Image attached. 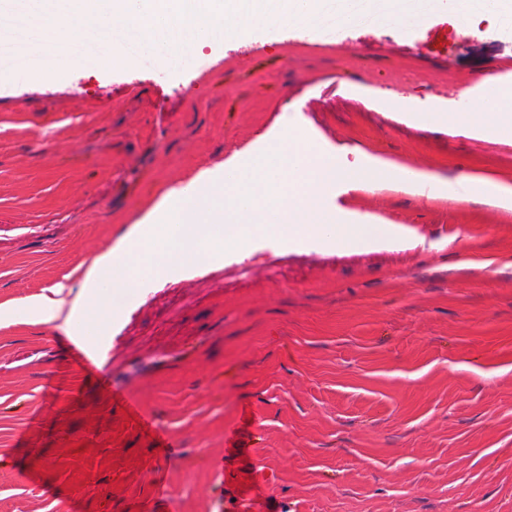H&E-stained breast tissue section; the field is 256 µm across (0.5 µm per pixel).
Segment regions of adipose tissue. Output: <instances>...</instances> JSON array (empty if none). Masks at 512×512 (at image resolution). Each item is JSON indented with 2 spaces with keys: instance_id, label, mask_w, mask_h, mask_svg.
Segmentation results:
<instances>
[{
  "instance_id": "1",
  "label": "adipose tissue",
  "mask_w": 512,
  "mask_h": 512,
  "mask_svg": "<svg viewBox=\"0 0 512 512\" xmlns=\"http://www.w3.org/2000/svg\"><path fill=\"white\" fill-rule=\"evenodd\" d=\"M506 95L494 84L480 111L424 112L420 118L440 128L472 127L512 136V107L501 105ZM369 183L433 199H487L512 210V183L469 176L451 184L427 170L368 155L347 164L327 160L307 144L299 128L288 123L263 149L231 158L185 186L170 189L106 248L81 263L87 291L84 306L110 311L113 295L143 286L137 268L130 264L136 253L145 255L150 273L160 276L212 259L210 247L216 242L223 243L225 255L241 258L268 244L313 243L340 251L391 248L401 238L400 228L349 222L327 206L337 186L356 189Z\"/></svg>"
}]
</instances>
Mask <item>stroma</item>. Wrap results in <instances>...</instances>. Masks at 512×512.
Wrapping results in <instances>:
<instances>
[{
    "label": "stroma",
    "instance_id": "obj_1",
    "mask_svg": "<svg viewBox=\"0 0 512 512\" xmlns=\"http://www.w3.org/2000/svg\"><path fill=\"white\" fill-rule=\"evenodd\" d=\"M391 9L333 38L321 17L0 85V512H512V211L342 188L336 212L400 226L398 246L218 256L115 318L22 320L57 284L74 302L78 264L168 188L287 120L340 161L512 180L511 139L408 118L476 111L512 75V33Z\"/></svg>",
    "mask_w": 512,
    "mask_h": 512
}]
</instances>
